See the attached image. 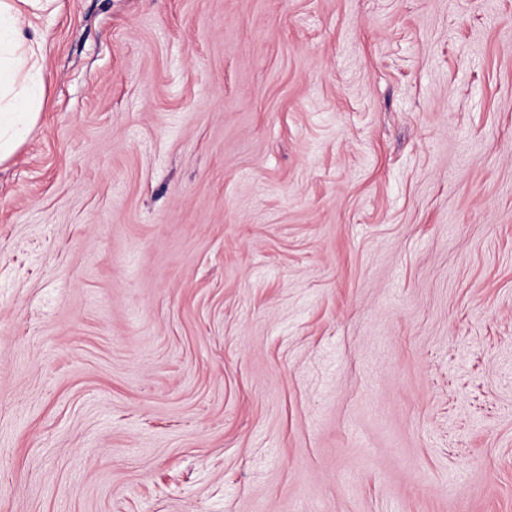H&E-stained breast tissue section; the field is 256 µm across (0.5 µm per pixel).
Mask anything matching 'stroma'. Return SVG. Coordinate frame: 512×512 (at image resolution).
<instances>
[{"mask_svg": "<svg viewBox=\"0 0 512 512\" xmlns=\"http://www.w3.org/2000/svg\"><path fill=\"white\" fill-rule=\"evenodd\" d=\"M59 3L0 512H512V0Z\"/></svg>", "mask_w": 512, "mask_h": 512, "instance_id": "obj_1", "label": "stroma"}]
</instances>
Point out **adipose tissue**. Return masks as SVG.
<instances>
[{
    "label": "adipose tissue",
    "instance_id": "ef3b65f1",
    "mask_svg": "<svg viewBox=\"0 0 512 512\" xmlns=\"http://www.w3.org/2000/svg\"><path fill=\"white\" fill-rule=\"evenodd\" d=\"M57 0H0V162L7 160L34 130L44 61L41 39L32 37L44 13Z\"/></svg>",
    "mask_w": 512,
    "mask_h": 512
}]
</instances>
